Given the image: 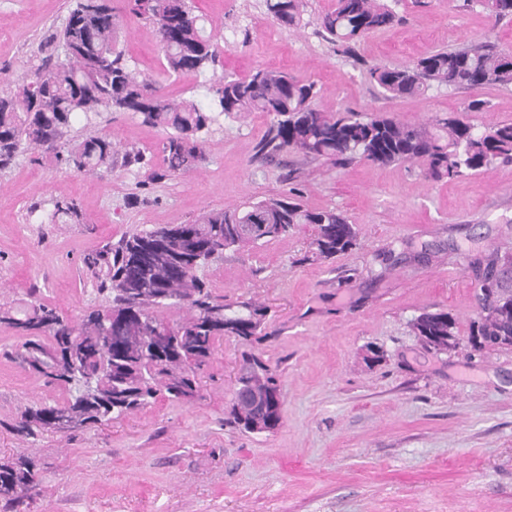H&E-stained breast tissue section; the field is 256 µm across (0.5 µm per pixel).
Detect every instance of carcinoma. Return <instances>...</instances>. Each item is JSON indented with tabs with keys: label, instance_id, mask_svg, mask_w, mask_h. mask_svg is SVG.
<instances>
[{
	"label": "carcinoma",
	"instance_id": "cac0c4a2",
	"mask_svg": "<svg viewBox=\"0 0 512 512\" xmlns=\"http://www.w3.org/2000/svg\"><path fill=\"white\" fill-rule=\"evenodd\" d=\"M399 0H335L320 19L318 34L336 51L357 58L355 44L365 35L400 20ZM500 21L512 17V0H462ZM303 0H265L266 13L281 25L300 27ZM128 13L152 27L168 76L201 79L203 98L167 97L158 82L141 76L120 48L119 20L111 0H71L66 21L50 35L55 52L32 67L21 93L0 96V172L20 153L38 149L79 172L112 167L116 146L106 133L80 134L75 122L98 127L106 112H130L142 123L166 132L160 148L164 166L149 171L162 180L197 170L206 159L207 136L223 127L224 115L264 112L271 117L259 156L283 151L340 164L378 166L420 162L432 181L457 179L491 164L512 160V122L478 129L468 113L485 111L479 98L464 101L457 112L430 124L404 122L390 112L326 111L314 105L312 82L284 69L264 68L242 78L212 82L207 73L218 62V47L207 33L193 0H126ZM387 99L422 95L431 89L477 90L512 86V53L490 43L430 52L406 67L366 66ZM126 165L150 166L143 151L124 148ZM52 224H78L72 202L50 200ZM264 225L262 236L248 230ZM299 224L314 229L310 246L331 260L358 245L359 229L344 212L309 209L293 197L269 198L241 209H207L186 224H158L124 235L87 252L85 274L106 304L86 311L76 322L28 291L30 302L0 308V324L22 339L5 356L19 359L48 386L67 396L26 408L9 424L17 435L36 439L49 430L90 429L105 425L163 396L182 401L197 391V372L206 366L216 343L233 337L251 343L260 335L269 309L253 300L224 303L199 271L242 244L269 242ZM512 264V250L492 249L471 258L472 284L486 287L489 276ZM186 309L181 321L162 317ZM426 345L448 351L457 335L456 320L446 312H426L413 322ZM469 336H487L488 347H512V316L497 319L477 305ZM239 389L267 402L266 432L283 422L284 403L278 375L260 357L243 360ZM253 413L230 407L227 422L247 432ZM66 424H61V420ZM35 460L21 455L0 463V498L16 501L33 486Z\"/></svg>",
	"mask_w": 512,
	"mask_h": 512
}]
</instances>
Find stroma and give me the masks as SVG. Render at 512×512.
<instances>
[{"label":"stroma","mask_w":512,"mask_h":512,"mask_svg":"<svg viewBox=\"0 0 512 512\" xmlns=\"http://www.w3.org/2000/svg\"><path fill=\"white\" fill-rule=\"evenodd\" d=\"M304 27L265 13L263 0H195L217 34L222 73L288 70L314 81L326 110L388 111L426 123L459 111L467 91L381 97L366 64L403 67L436 49L489 41L512 52V19L462 11L459 0H400V22L337 53L317 32L333 0H304ZM69 0H0V95L19 92ZM121 45L143 75L179 98L202 94L192 76L168 77L154 33L123 18ZM265 113L230 115L209 135L207 159L185 176L140 188L136 167L115 160L94 174L56 164L40 151L0 173V303L37 288L64 316L104 304L81 258L101 241L157 224H184L205 209L301 189L311 209L336 208L360 228L353 250L312 256V231L225 250L201 275L232 302L269 306L256 344L280 379L284 420L272 433L225 424L245 351L220 340L198 374L193 399H166L91 430L21 440L7 424L25 407L62 398L59 387L2 357L18 339L0 327V460L39 462L22 508L0 512H512V349L473 351L474 255L512 248V163L432 182L420 164L339 166L293 153L255 157ZM161 163L162 129L128 112L103 127ZM75 202L79 224H45L36 201ZM445 310L460 342L438 353L411 330L425 311ZM383 356L373 361L368 347Z\"/></svg>","instance_id":"obj_1"}]
</instances>
